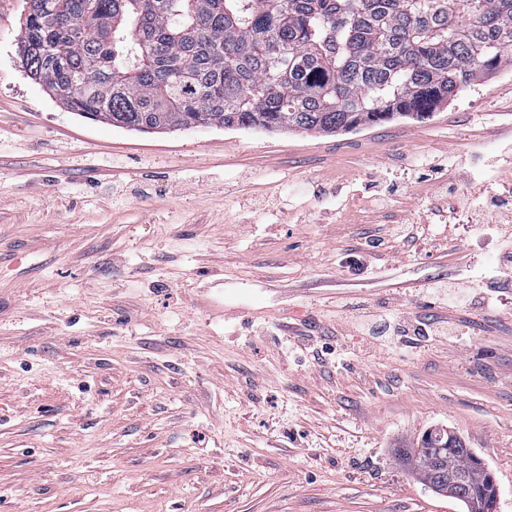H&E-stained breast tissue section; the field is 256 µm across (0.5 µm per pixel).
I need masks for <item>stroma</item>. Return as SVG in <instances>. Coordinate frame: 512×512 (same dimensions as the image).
I'll return each mask as SVG.
<instances>
[{
  "instance_id": "stroma-1",
  "label": "stroma",
  "mask_w": 512,
  "mask_h": 512,
  "mask_svg": "<svg viewBox=\"0 0 512 512\" xmlns=\"http://www.w3.org/2000/svg\"><path fill=\"white\" fill-rule=\"evenodd\" d=\"M25 0H0V512H461L393 456L455 431L512 512V236L448 225L434 180L512 184V76L424 121L350 133L143 134L27 77ZM394 224L367 273L344 259ZM452 324L367 356L339 299ZM441 288H451L449 290L448 297L458 306H468L472 303L474 299V296H472V293L470 292L469 289L474 288V286L472 285V281L458 279L451 283L448 287L442 285L437 286L435 290H437L438 296L444 297L445 295L447 296V289L445 294V289Z\"/></svg>"
}]
</instances>
